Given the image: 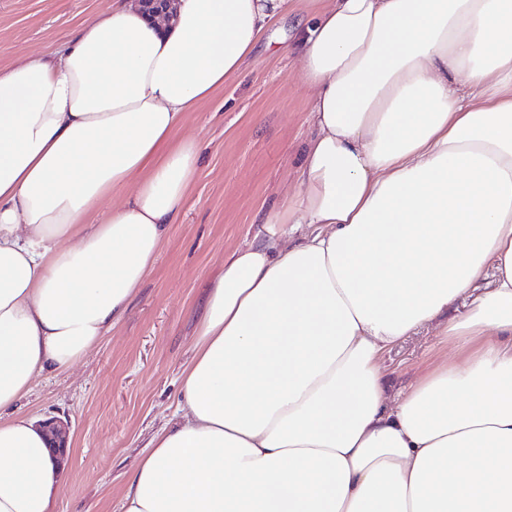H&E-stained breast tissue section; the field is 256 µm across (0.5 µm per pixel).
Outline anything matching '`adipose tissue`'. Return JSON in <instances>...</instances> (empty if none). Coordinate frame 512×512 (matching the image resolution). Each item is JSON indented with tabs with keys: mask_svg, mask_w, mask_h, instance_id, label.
Returning <instances> with one entry per match:
<instances>
[{
	"mask_svg": "<svg viewBox=\"0 0 512 512\" xmlns=\"http://www.w3.org/2000/svg\"><path fill=\"white\" fill-rule=\"evenodd\" d=\"M173 8L112 0L0 66V512H53L15 406L124 316L198 172L188 112L290 15L296 185L225 253L121 510L512 512V0ZM435 323L447 356L391 392L384 354Z\"/></svg>",
	"mask_w": 512,
	"mask_h": 512,
	"instance_id": "ef3b65f1",
	"label": "adipose tissue"
}]
</instances>
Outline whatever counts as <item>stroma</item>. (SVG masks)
<instances>
[{
    "mask_svg": "<svg viewBox=\"0 0 512 512\" xmlns=\"http://www.w3.org/2000/svg\"><path fill=\"white\" fill-rule=\"evenodd\" d=\"M110 5L0 0V65L60 40ZM294 25L286 17L269 29L241 72L190 113L184 131L201 145L198 175L124 317L82 361L37 377L16 407L36 421L70 423L54 512H120L150 439L174 422L211 276L226 251L269 236L266 217L290 191L310 132L309 91L282 51ZM439 332L424 329L384 356L393 390L445 356Z\"/></svg>",
    "mask_w": 512,
    "mask_h": 512,
    "instance_id": "stroma-1",
    "label": "stroma"
}]
</instances>
